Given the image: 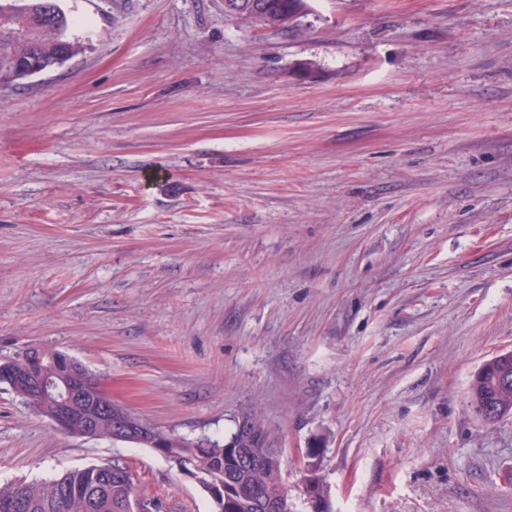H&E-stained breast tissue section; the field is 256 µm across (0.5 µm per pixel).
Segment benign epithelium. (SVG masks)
<instances>
[{"label":"benign epithelium","instance_id":"7a95c632","mask_svg":"<svg viewBox=\"0 0 512 512\" xmlns=\"http://www.w3.org/2000/svg\"><path fill=\"white\" fill-rule=\"evenodd\" d=\"M44 72L46 69L40 63H25L6 76L0 75V87ZM0 381L6 382L23 400L37 397L62 406L74 400L85 401V410L80 415L61 409L48 417L56 427L75 436L97 439L105 433L114 440L141 444L154 441V431L134 429L103 385L88 381L85 365L58 351L39 350L34 356L23 354L1 363Z\"/></svg>","mask_w":512,"mask_h":512}]
</instances>
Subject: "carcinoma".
Here are the masks:
<instances>
[{
    "instance_id": "cac0c4a2",
    "label": "carcinoma",
    "mask_w": 512,
    "mask_h": 512,
    "mask_svg": "<svg viewBox=\"0 0 512 512\" xmlns=\"http://www.w3.org/2000/svg\"><path fill=\"white\" fill-rule=\"evenodd\" d=\"M50 0H21L23 9L7 11L12 0H0V74L16 63L37 54L46 67L56 64L58 57L82 53L83 45L70 37L72 21L59 9L48 12ZM267 4L269 22L284 13H297L306 0H262ZM471 406L485 424H494L512 415V354L501 361L486 360L474 373L470 383ZM156 440L152 449L201 477L206 490L231 486L233 494L212 498L213 512H295L289 504L288 489L281 471V458L262 416L255 410L242 413L234 429L224 441L208 438L189 439L154 428ZM113 466L124 470L127 484H112V493L93 497L89 490L98 483L99 465L75 468L50 481H33L0 485V503L20 501L21 512H126L124 500L130 499L135 475L125 463ZM69 492L61 496L62 486Z\"/></svg>"
}]
</instances>
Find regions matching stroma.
Masks as SVG:
<instances>
[{
	"label": "stroma",
	"mask_w": 512,
	"mask_h": 512,
	"mask_svg": "<svg viewBox=\"0 0 512 512\" xmlns=\"http://www.w3.org/2000/svg\"><path fill=\"white\" fill-rule=\"evenodd\" d=\"M291 37L224 0H61L84 51L0 88V361L52 349L187 438L259 410L332 512H512V0H307ZM132 461L0 384V484ZM510 353L501 359L486 360L474 373L470 383L469 396L471 406L485 424H494L504 417L512 415V351L501 352L500 355ZM498 412L497 418L485 416L488 411Z\"/></svg>",
	"instance_id": "1"
}]
</instances>
